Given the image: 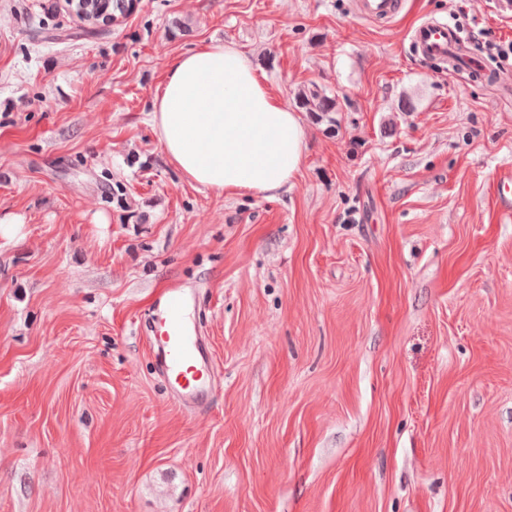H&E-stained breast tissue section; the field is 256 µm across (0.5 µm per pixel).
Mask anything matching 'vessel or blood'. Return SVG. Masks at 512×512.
I'll return each mask as SVG.
<instances>
[{"label": "vessel or blood", "mask_w": 512, "mask_h": 512, "mask_svg": "<svg viewBox=\"0 0 512 512\" xmlns=\"http://www.w3.org/2000/svg\"><path fill=\"white\" fill-rule=\"evenodd\" d=\"M405 0H356L359 16L389 25L402 12ZM412 53L422 61L442 67L455 63L457 69L480 74L481 61L462 53L464 41L457 27L443 19H427L409 34ZM192 301L181 288L159 292L154 301L157 317L149 329V339L159 368L180 399L198 403L209 389L208 363L202 352V336L196 324L187 319Z\"/></svg>", "instance_id": "1"}]
</instances>
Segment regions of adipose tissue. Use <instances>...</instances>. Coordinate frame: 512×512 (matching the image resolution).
<instances>
[{
    "mask_svg": "<svg viewBox=\"0 0 512 512\" xmlns=\"http://www.w3.org/2000/svg\"><path fill=\"white\" fill-rule=\"evenodd\" d=\"M150 124L173 167L220 192L274 196L307 150L299 115L258 79L246 54L224 44L188 51L169 67Z\"/></svg>",
    "mask_w": 512,
    "mask_h": 512,
    "instance_id": "ef3b65f1",
    "label": "adipose tissue"
}]
</instances>
